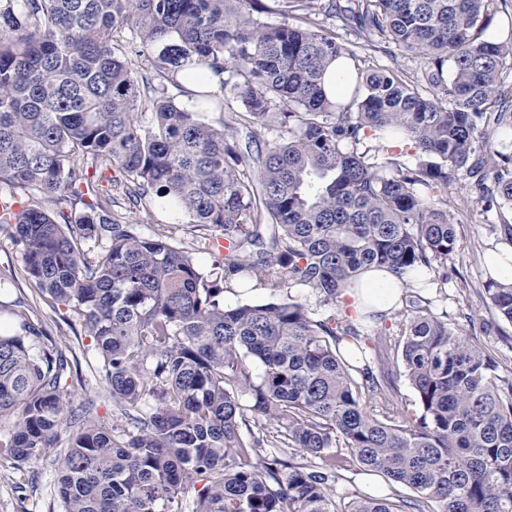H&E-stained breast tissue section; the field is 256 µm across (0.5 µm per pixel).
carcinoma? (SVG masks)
<instances>
[{
	"label": "carcinoma",
	"mask_w": 512,
	"mask_h": 512,
	"mask_svg": "<svg viewBox=\"0 0 512 512\" xmlns=\"http://www.w3.org/2000/svg\"><path fill=\"white\" fill-rule=\"evenodd\" d=\"M275 2L277 25L264 0H0V233L42 300L80 321L125 415L107 428L73 407L66 353L12 309L0 468L22 483L52 461L63 512H512V379L407 278L448 279V185L512 210L507 0ZM498 13L508 21L492 31ZM319 15L363 47L418 55L420 75L362 69ZM335 62L349 65L342 98L323 88ZM227 92L243 107L235 126ZM240 125L264 147L242 151ZM152 204L224 258L205 270L171 230L144 233L132 214ZM372 266L409 290L393 348L288 294L307 287L334 309ZM232 278L269 283L271 300L226 305ZM486 299L512 323V282L489 281ZM398 374L418 410L391 408ZM352 465L388 494L337 501Z\"/></svg>",
	"instance_id": "1"
}]
</instances>
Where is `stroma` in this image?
I'll return each mask as SVG.
<instances>
[{
	"label": "stroma",
	"mask_w": 512,
	"mask_h": 512,
	"mask_svg": "<svg viewBox=\"0 0 512 512\" xmlns=\"http://www.w3.org/2000/svg\"><path fill=\"white\" fill-rule=\"evenodd\" d=\"M448 213L457 227L460 246L448 256V280L432 282L423 294L431 299L432 313L449 327L474 338L498 364L502 377L512 379V324L489 306L484 286L494 273L485 262L489 250L512 247L504 234L512 225V211H483L474 196L458 186L448 189ZM0 302L31 311L46 332L64 349L72 364L67 381L73 405L93 402L104 425L123 421L122 411L99 379L98 361L91 340L66 310H52L38 296L22 258L5 236H0ZM35 485H18L13 473L0 471V512H62L57 499L54 468L43 464L35 471Z\"/></svg>",
	"instance_id": "1"
}]
</instances>
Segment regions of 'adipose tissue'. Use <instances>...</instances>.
Returning <instances> with one entry per match:
<instances>
[{"label":"adipose tissue","mask_w":512,"mask_h":512,"mask_svg":"<svg viewBox=\"0 0 512 512\" xmlns=\"http://www.w3.org/2000/svg\"><path fill=\"white\" fill-rule=\"evenodd\" d=\"M402 290L399 280L391 273L372 269L360 275L343 299L354 314H374L376 319L388 318L396 307Z\"/></svg>","instance_id":"1"}]
</instances>
